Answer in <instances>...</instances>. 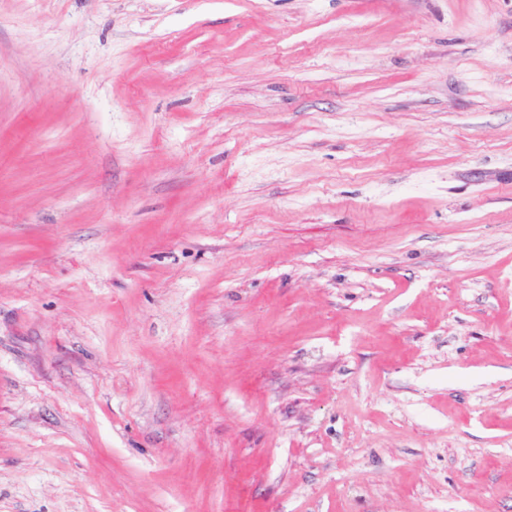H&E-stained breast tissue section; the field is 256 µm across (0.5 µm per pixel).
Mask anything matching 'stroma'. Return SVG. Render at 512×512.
Here are the masks:
<instances>
[{
	"mask_svg": "<svg viewBox=\"0 0 512 512\" xmlns=\"http://www.w3.org/2000/svg\"><path fill=\"white\" fill-rule=\"evenodd\" d=\"M0 512H512V0H0Z\"/></svg>",
	"mask_w": 512,
	"mask_h": 512,
	"instance_id": "obj_1",
	"label": "stroma"
}]
</instances>
